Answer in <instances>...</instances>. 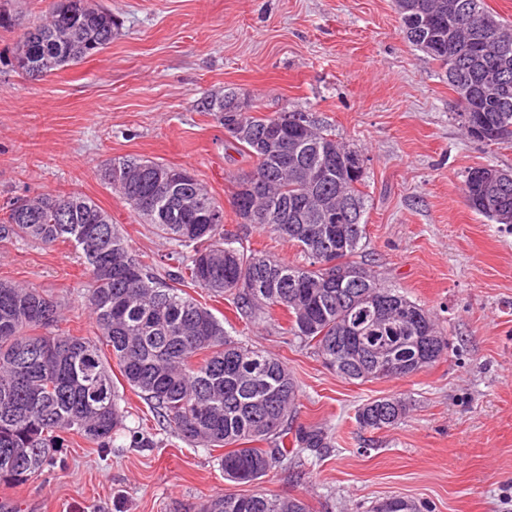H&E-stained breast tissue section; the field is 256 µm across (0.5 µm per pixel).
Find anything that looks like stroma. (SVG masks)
<instances>
[{"mask_svg":"<svg viewBox=\"0 0 512 512\" xmlns=\"http://www.w3.org/2000/svg\"><path fill=\"white\" fill-rule=\"evenodd\" d=\"M120 27L99 54L32 78L13 68L16 41L47 0H11L0 28V204L41 192H80L111 215L137 253L171 249L98 175L137 156L193 170L224 208L226 229L246 246L299 262L297 250L240 228L234 178L254 167L229 148L224 124L200 111L207 95L233 93L270 114L288 108L330 126L357 148L368 195L365 258L386 284L433 312L444 356L418 374L362 384L337 377L287 340L276 311L257 327L227 300L192 296L224 328L280 358L299 387V420L333 429L332 447L309 455L260 490L300 497L310 512H370L390 496L422 512H512V224L474 212L463 194L470 168L512 171V148L465 136L445 73L404 37L392 0H95ZM0 280L55 297L61 332L92 338L88 277L70 244L0 246ZM128 438L100 450L71 439L54 466L20 485L0 483V512H201L233 491L220 450L160 430L145 401L119 383ZM401 395L409 416L387 430L355 422L367 400Z\"/></svg>","mask_w":512,"mask_h":512,"instance_id":"stroma-1","label":"stroma"}]
</instances>
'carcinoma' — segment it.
Listing matches in <instances>:
<instances>
[{
    "label": "carcinoma",
    "mask_w": 512,
    "mask_h": 512,
    "mask_svg": "<svg viewBox=\"0 0 512 512\" xmlns=\"http://www.w3.org/2000/svg\"><path fill=\"white\" fill-rule=\"evenodd\" d=\"M83 0H59L16 42L15 68L28 76L48 74L90 58L112 43L118 22L112 12L86 10ZM406 39L448 73L457 90L462 78L470 94L456 101L461 129L466 123L492 134L489 142L512 145V23L491 11L486 0H394ZM434 17L443 25L451 57L424 29ZM501 83L494 98L480 92L485 79ZM259 135L275 128L287 154L267 153L250 138L231 136L239 152L254 159L253 173L264 189L252 205L272 218L257 228L298 248L294 264L250 249L222 224L201 218L220 204L187 168L139 157L114 158L102 169L105 184L118 193L157 233L175 244L165 274L156 257L136 254L111 217L79 192L30 195L31 215L11 202L0 208V243L26 238L50 248L70 243L90 282L85 296L96 339L58 333L61 305L38 289L0 282V482L19 484L54 462L57 449L77 436L96 448H110L127 434L130 446L152 448V436L126 424L112 365L126 384L151 404L157 420L189 445L223 448L224 479L253 484L307 451L329 448L322 426L298 419V384L288 365L241 343L224 321L180 288L186 283L221 296L251 319L288 314L283 334L314 350L324 365L348 381L365 383L376 354L369 343L350 338L346 326L384 295L417 313V326L380 334L396 378H409L436 363L448 339L430 312L401 289L389 286L362 260L366 249L367 195L364 174L335 168L318 183L315 168L327 154L356 152L305 112L271 115L237 113ZM473 211L499 223L512 214V183L497 206H487L464 176ZM354 210L356 222L337 224L336 211ZM307 209L308 220H297ZM336 262L351 273L342 285L326 278ZM109 351H104V348ZM409 413L402 396L371 399L356 412L364 430L397 426ZM266 443L258 448L256 444ZM203 512H309L299 498L226 492ZM373 512H421L401 497L378 503Z\"/></svg>",
    "instance_id": "cac0c4a2"
}]
</instances>
